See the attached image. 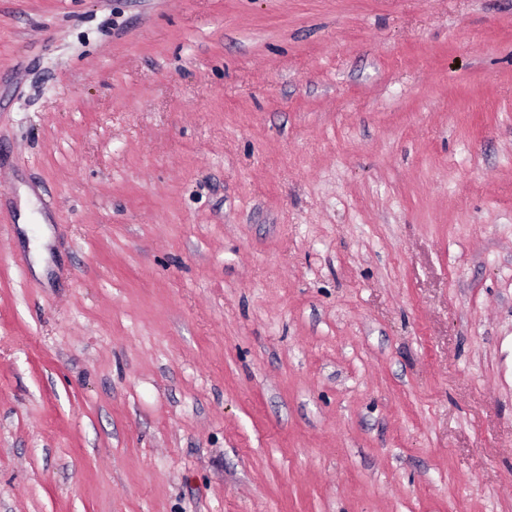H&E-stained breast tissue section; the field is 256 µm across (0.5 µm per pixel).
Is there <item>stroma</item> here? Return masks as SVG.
<instances>
[{
  "label": "stroma",
  "mask_w": 512,
  "mask_h": 512,
  "mask_svg": "<svg viewBox=\"0 0 512 512\" xmlns=\"http://www.w3.org/2000/svg\"><path fill=\"white\" fill-rule=\"evenodd\" d=\"M0 512H512V0H0Z\"/></svg>",
  "instance_id": "obj_1"
}]
</instances>
